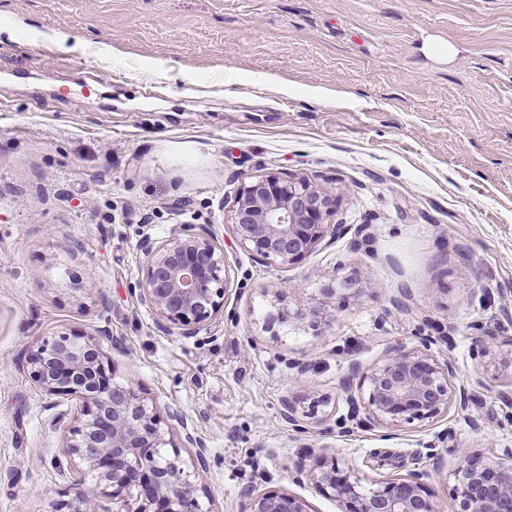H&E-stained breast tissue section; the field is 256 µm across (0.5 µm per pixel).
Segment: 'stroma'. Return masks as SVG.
<instances>
[{
  "mask_svg": "<svg viewBox=\"0 0 512 512\" xmlns=\"http://www.w3.org/2000/svg\"><path fill=\"white\" fill-rule=\"evenodd\" d=\"M266 172L309 179L335 198L332 223L363 234L297 265L254 261L226 209ZM184 224L235 272L191 338L138 298L141 241ZM328 284L329 325L266 331L275 294L311 304ZM480 329L500 341L477 355ZM447 330L432 351L474 389L466 414L392 431L351 415L350 361ZM62 332L109 334L115 379L198 426L204 512H240L246 486L339 512L291 477L326 451L366 481L426 472L437 512H456L436 465L512 448V0H0V512H54L75 474L69 402L26 362Z\"/></svg>",
  "mask_w": 512,
  "mask_h": 512,
  "instance_id": "35a3bbf8",
  "label": "stroma"
}]
</instances>
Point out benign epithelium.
<instances>
[{
	"label": "benign epithelium",
	"mask_w": 512,
	"mask_h": 512,
	"mask_svg": "<svg viewBox=\"0 0 512 512\" xmlns=\"http://www.w3.org/2000/svg\"><path fill=\"white\" fill-rule=\"evenodd\" d=\"M333 199L306 179H282L273 173L254 176L235 191L228 215L237 246L260 262L283 265L302 262L324 240L350 232L330 224ZM142 283L140 300L154 310L157 327L184 338L224 307L230 269L224 249L213 236L197 232L190 224L158 245L150 239L140 244ZM314 305L287 306L267 314L266 324L315 327L328 322V308L336 288L320 289ZM435 338L420 337V345L395 344L387 358L369 367L349 364L340 390L354 411L364 410L373 425L397 427L442 417L452 409L468 410L473 391L452 384V361H439L431 353ZM99 337L63 334L44 342L28 355L32 375L51 395L75 400L65 452L76 460L73 494L55 512H109L104 499L126 503L134 498L133 512H202L200 488L190 471L206 472V444L198 428L178 409L162 417L139 394L135 384L116 382L105 366ZM280 417L299 425L298 409L288 398L280 401ZM180 432V442L171 433ZM195 449L185 460L181 449ZM293 481L308 482L338 503L340 512H436L425 480L428 474H407L368 484L337 459L313 463L300 457L293 462ZM450 493L458 512H512V448L496 458L461 451L450 474ZM241 512H309L308 503L287 491H240Z\"/></svg>",
	"instance_id": "benign-epithelium-1"
}]
</instances>
